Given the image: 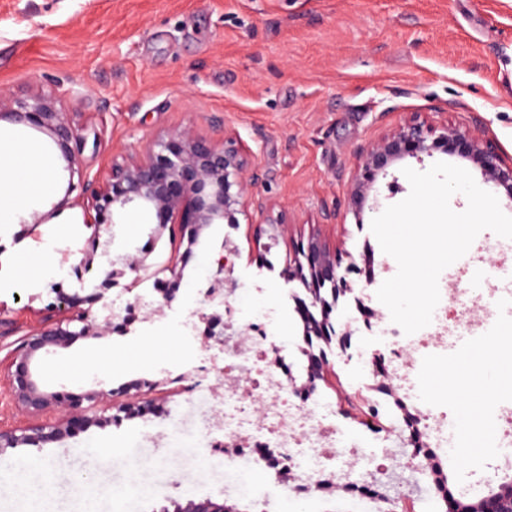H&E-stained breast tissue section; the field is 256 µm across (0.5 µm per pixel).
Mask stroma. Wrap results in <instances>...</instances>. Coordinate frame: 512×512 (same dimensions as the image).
Wrapping results in <instances>:
<instances>
[{
	"instance_id": "35a3bbf8",
	"label": "stroma",
	"mask_w": 512,
	"mask_h": 512,
	"mask_svg": "<svg viewBox=\"0 0 512 512\" xmlns=\"http://www.w3.org/2000/svg\"><path fill=\"white\" fill-rule=\"evenodd\" d=\"M0 88L17 97L49 94L72 112L78 134L97 138L82 155L88 176L97 180L124 150L183 127L219 143L236 138L252 154L246 213L236 225L213 227L193 250L167 234L154 238L150 212L122 215L114 250L145 258L150 269L140 278L127 272L113 293L153 290L173 255L182 259L183 278L164 317L74 339L48 356L43 368L50 390L74 399L101 380L118 389L185 373L205 340L184 346L178 319L197 308L212 284L210 259L226 239L239 252L232 274L237 304L270 310L269 326L282 349L303 347L295 300L308 293L282 271L301 242L317 234L349 253L356 266L346 275L353 296L340 299L331 315L337 327L353 318L356 333L340 344L314 341V348H326L330 362L317 395L340 407L346 396L364 391L387 425L415 414L389 377L349 359L387 321L376 291L398 269L370 224L382 207L408 196L403 167L422 172L460 159L440 151L405 158L376 182L378 206L359 214L349 208L347 190L357 151L413 118L480 130L512 159V0H0ZM82 198V190H68L66 179L56 178L50 195L22 201L11 223L0 226V303L12 317L0 328V359L39 326L37 312L54 284L85 295L102 283L105 264L85 261L91 231ZM56 203L62 206L56 218L14 241L22 217ZM277 221L289 224V233L262 248L254 225ZM491 244L488 232H481L439 277L450 289L449 315L468 312L473 336L468 360L440 357L442 372L424 394L447 401L473 455L464 462L426 446L420 456L452 470L444 491L457 502L477 498L479 483L498 464L484 448L479 418H469L466 408L479 407V417H486L494 411L493 397L512 404V376L501 371L481 380L487 360L482 314L454 291L472 269L499 262ZM34 253L49 254L52 270L19 279L16 264ZM357 295L363 308L355 306ZM128 350L142 352L140 364L83 375L55 371L61 362L114 358ZM189 398L179 393L144 416L80 428L39 449L9 450L0 461V512H153L165 495L221 496L236 512H259L225 491L224 463L210 449L160 438V416L171 410L181 412L185 434L194 432L198 421ZM359 505L358 496L338 488L312 499L284 491L269 498L267 510L357 512Z\"/></svg>"
}]
</instances>
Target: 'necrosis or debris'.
Segmentation results:
<instances>
[{
  "mask_svg": "<svg viewBox=\"0 0 512 512\" xmlns=\"http://www.w3.org/2000/svg\"><path fill=\"white\" fill-rule=\"evenodd\" d=\"M262 314L240 312L243 335L228 336L223 346L211 354L209 363L200 367L198 377L224 366L250 378L249 387L226 390L219 401H211L210 390L199 386V404H216L217 424L198 431L195 446L222 448L224 441L235 440L242 448H275L287 464L288 476L269 474L260 489L246 487L249 471L258 470L259 461L243 458L240 451H225L224 474L243 484L244 495L264 499L280 493L286 486H304L309 493L320 491L324 479L341 486L349 485L351 476L388 485L389 497L405 495L408 484L394 481L392 466L397 463L395 440L380 436L360 438L358 447H351L350 438L338 420L331 404L322 403L307 409L293 400V387L278 377L275 364L266 360L271 340L264 332ZM387 349L391 372L401 389L413 391L430 379L436 366L424 350L420 334L405 335L396 324H387ZM270 393L262 415H254L253 398Z\"/></svg>",
  "mask_w": 512,
  "mask_h": 512,
  "instance_id": "obj_1",
  "label": "necrosis or debris"
}]
</instances>
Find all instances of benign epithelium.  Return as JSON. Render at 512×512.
Returning a JSON list of instances; mask_svg holds the SVG:
<instances>
[{"label": "benign epithelium", "mask_w": 512, "mask_h": 512, "mask_svg": "<svg viewBox=\"0 0 512 512\" xmlns=\"http://www.w3.org/2000/svg\"><path fill=\"white\" fill-rule=\"evenodd\" d=\"M2 122L29 124L49 136L65 162L68 187H73L75 179L82 181L89 193L90 214L85 221L92 230L89 259L99 256L105 260L106 282L110 285L128 270H147L144 259L111 250L115 216L132 209L150 210L157 219L154 232L160 235L178 227L190 250L198 245L203 232L216 224L237 223L235 214L248 207L250 153L233 140L219 144L191 127L161 132L122 161L112 163L105 180L90 182L77 158L79 147L86 145L87 138L78 136L71 113L64 111L55 97L33 93L17 98L1 91ZM440 149L458 153L481 171L485 183L494 191L502 190L512 200V162H505L495 145L469 130L448 124L433 129L412 119L359 153L357 172L349 187V204L362 210L378 177L387 175L408 155L419 159ZM59 209L57 204L48 211L34 210L23 223L35 227L46 224ZM298 254L305 261H296L285 275L290 282L303 283L311 294L310 306L305 308L304 335L308 340L314 336L327 339L332 335L329 323L337 298L352 291V285L339 275L342 255L313 238L299 248ZM234 255L235 248L227 246L225 254L215 260L216 274L222 280L207 290L195 312L206 325L203 335L214 344L224 343L225 332H237L233 324H224L220 315L208 312L221 290L230 294L236 288L235 280L224 276L231 272ZM51 293L53 302L44 308L40 326L17 342L0 373L15 408L31 417L22 425L0 429V459L10 449L60 442L79 426L136 418L153 405L156 381L137 382L123 391L100 382L78 398L87 406L76 411L71 410L66 398L49 390L41 373L43 357L77 336L107 335L116 317L104 288L85 296L62 288H53ZM327 367L325 351L309 355L308 383L324 379ZM152 512H231V508L210 496L182 501L164 495ZM460 512H512V489L485 497L477 507L462 508Z\"/></svg>", "instance_id": "1"}]
</instances>
